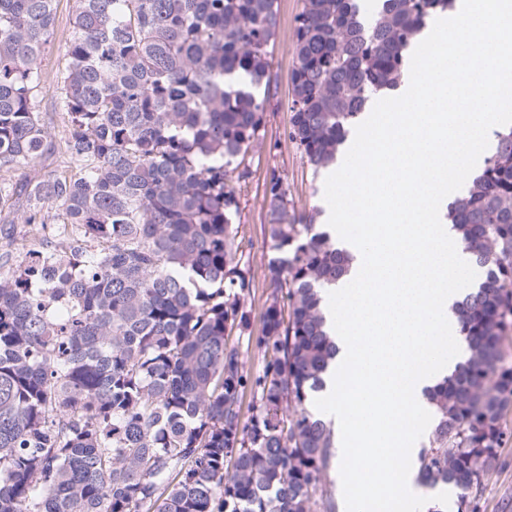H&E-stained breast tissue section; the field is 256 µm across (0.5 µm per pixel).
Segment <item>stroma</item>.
Here are the masks:
<instances>
[{
  "instance_id": "stroma-1",
  "label": "stroma",
  "mask_w": 512,
  "mask_h": 512,
  "mask_svg": "<svg viewBox=\"0 0 512 512\" xmlns=\"http://www.w3.org/2000/svg\"><path fill=\"white\" fill-rule=\"evenodd\" d=\"M75 7V0H58L55 30L45 61L47 72H55L65 61ZM275 7L278 27L271 56L273 87L265 129L254 141L248 154L253 175L241 193V252L251 269L253 288L248 301L251 310L250 333L241 337L240 343L246 368L253 373L258 372L262 366L255 339L262 332V314L267 296L265 275L268 245L264 231V180L267 171L275 168L287 176L297 211L317 210L324 213L329 209L324 200L326 172L312 173L303 164L294 144L284 136L290 120V73L294 60L296 17L301 10V0H276ZM501 422L505 443L497 465L489 471L483 490L473 503L474 512H512V407L504 410Z\"/></svg>"
}]
</instances>
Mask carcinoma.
<instances>
[{
    "instance_id": "1",
    "label": "carcinoma",
    "mask_w": 512,
    "mask_h": 512,
    "mask_svg": "<svg viewBox=\"0 0 512 512\" xmlns=\"http://www.w3.org/2000/svg\"><path fill=\"white\" fill-rule=\"evenodd\" d=\"M56 0H0V512H334L331 422L311 409L336 346L324 289L350 257L265 180L269 293L250 373L240 249L247 159L273 83L275 0H76L63 66L44 69ZM454 0H302L285 136L331 166L371 99L410 76L417 37ZM69 123L68 173L39 111L47 79ZM448 205L485 270L457 304L470 355L425 391L419 476L473 512L512 404V124ZM26 170L14 186L3 175ZM256 395L241 418L246 389Z\"/></svg>"
}]
</instances>
